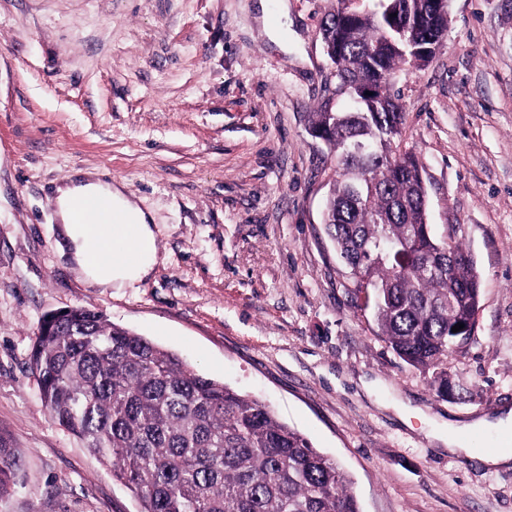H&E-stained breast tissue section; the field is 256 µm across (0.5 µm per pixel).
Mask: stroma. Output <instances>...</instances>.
Segmentation results:
<instances>
[{"instance_id":"1","label":"stroma","mask_w":512,"mask_h":512,"mask_svg":"<svg viewBox=\"0 0 512 512\" xmlns=\"http://www.w3.org/2000/svg\"><path fill=\"white\" fill-rule=\"evenodd\" d=\"M254 2L0 0V436L21 457L0 512L140 510L30 371L42 318L71 307L265 402L362 512H512V469L437 436L512 406V0H450L436 56L392 87L428 222L481 275L444 397L377 336L322 224L336 156L310 129L339 102L318 37L336 0H288V52ZM94 168L154 217L158 261L131 287L89 284L60 249L56 188Z\"/></svg>"}]
</instances>
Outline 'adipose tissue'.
I'll return each mask as SVG.
<instances>
[{
  "mask_svg": "<svg viewBox=\"0 0 512 512\" xmlns=\"http://www.w3.org/2000/svg\"><path fill=\"white\" fill-rule=\"evenodd\" d=\"M78 199L97 201L117 223H75L71 204ZM56 205L68 250L92 285L124 288L149 276L157 259L153 220L125 193L123 182L76 172L58 187Z\"/></svg>",
  "mask_w": 512,
  "mask_h": 512,
  "instance_id": "obj_1",
  "label": "adipose tissue"
}]
</instances>
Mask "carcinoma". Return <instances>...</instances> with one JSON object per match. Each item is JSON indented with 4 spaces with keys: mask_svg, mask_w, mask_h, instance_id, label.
Listing matches in <instances>:
<instances>
[{
    "mask_svg": "<svg viewBox=\"0 0 512 512\" xmlns=\"http://www.w3.org/2000/svg\"><path fill=\"white\" fill-rule=\"evenodd\" d=\"M382 17H347L346 0L320 26L338 42L339 86L376 87L337 112L313 115L331 145L351 139L370 152L337 151L339 168L324 226L351 269L388 346L430 371L448 393L452 327L481 303V277L457 231L427 222L416 155L399 148L403 112L388 86L406 58L386 34L411 21L406 38L443 41L439 0H388ZM43 405L84 447L112 465L141 512H360L350 480L271 409L196 373L147 338L74 307L39 326L30 357ZM19 457L0 437V498L16 484Z\"/></svg>",
    "mask_w": 512,
    "mask_h": 512,
    "instance_id": "carcinoma-1",
    "label": "carcinoma"
}]
</instances>
